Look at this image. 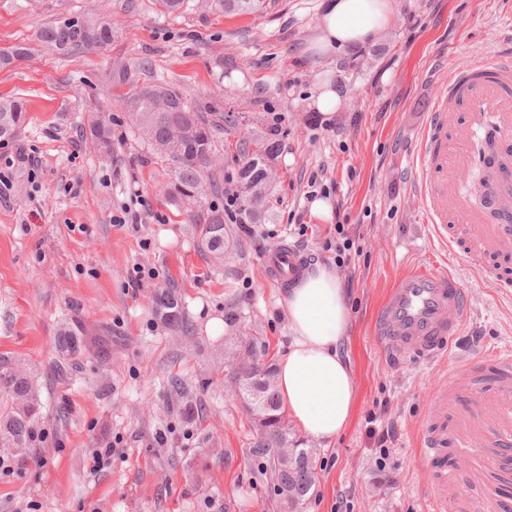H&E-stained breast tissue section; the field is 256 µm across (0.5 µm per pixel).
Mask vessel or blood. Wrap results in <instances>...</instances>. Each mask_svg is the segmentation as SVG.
Listing matches in <instances>:
<instances>
[{"label": "vessel or blood", "mask_w": 512, "mask_h": 512, "mask_svg": "<svg viewBox=\"0 0 512 512\" xmlns=\"http://www.w3.org/2000/svg\"><path fill=\"white\" fill-rule=\"evenodd\" d=\"M464 112L455 121L454 111ZM493 133L504 150L512 149V56L487 63L466 57L449 72L444 93L436 96L417 150L416 187L425 219L433 235L448 247L469 245L468 261L483 265L498 261L487 278L497 288L512 290V163H505L498 186L501 221L484 227L461 185L469 170L481 160L480 137ZM270 281L283 285L303 270L305 257L292 244H281L263 259ZM468 313V300L455 273L424 266L410 268L391 291L377 335L389 358L411 355L430 360L460 334ZM481 387L489 401L498 404L487 417L482 403L465 407L467 418L486 424L502 459H512V348L487 351L480 365H457L447 384L439 387L431 408L446 411L459 404L472 387ZM477 443L471 438L439 433L429 436L422 452L431 460L454 450L456 465L448 480L460 486L469 478L468 461Z\"/></svg>", "instance_id": "1"}]
</instances>
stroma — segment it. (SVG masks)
Masks as SVG:
<instances>
[{"instance_id":"obj_1","label":"stroma","mask_w":512,"mask_h":512,"mask_svg":"<svg viewBox=\"0 0 512 512\" xmlns=\"http://www.w3.org/2000/svg\"><path fill=\"white\" fill-rule=\"evenodd\" d=\"M321 9L265 0L256 13L219 14L187 0L167 15L155 0H0V49L30 48L0 69V96L22 100L28 117L0 144V354L27 364L41 400L40 439L20 467L0 469V512H279L250 452L258 424L226 376L246 348L272 368L288 349L287 290L263 264L286 242L336 272L349 312L339 350L355 381L335 442L288 427L289 447L315 451L298 512H433L419 456L448 423L429 411L433 392L460 361L512 345V295L480 284L423 223L412 148L463 54L492 62L512 47V0H395L394 24L366 51L313 59L303 50ZM74 16L111 18L112 43L64 56L37 40L42 24ZM327 73L341 96L328 119L311 107ZM153 82L237 116L220 146L224 179L238 177L240 136L279 144L268 218L238 228L223 264L202 255L164 192L169 172L128 134L121 97ZM92 111L112 119L110 156L80 137ZM20 149L36 165L16 162ZM313 180L327 213L309 197ZM433 263L460 275L469 317L449 352L390 360L377 315L409 267ZM161 292L190 334L167 323ZM214 318L217 336L206 329ZM64 331L83 345L78 360L60 349ZM174 375L187 401L170 393ZM488 454L479 450L473 484L449 489L448 512L512 504V475L489 473Z\"/></svg>"}]
</instances>
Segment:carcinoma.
<instances>
[{"label": "carcinoma", "mask_w": 512, "mask_h": 512, "mask_svg": "<svg viewBox=\"0 0 512 512\" xmlns=\"http://www.w3.org/2000/svg\"><path fill=\"white\" fill-rule=\"evenodd\" d=\"M200 8L220 13H253L261 9L263 0H197ZM115 30L109 19L69 17L40 27L36 37L54 47L60 54L104 47L112 43ZM28 48L18 44L0 50V68L25 58ZM129 128L167 165L171 181L167 194L176 206L185 211L198 234V247L203 255L221 263L224 247L230 243L231 229L224 222V210L212 198L222 194L219 134L224 126H236L232 114L211 116L189 101L176 88L166 83H153L128 94L123 99ZM22 101L0 98V142L16 136L26 123ZM82 134L94 149H112L111 121L96 116L82 128ZM278 144L270 139L254 140L243 136L239 143V187L242 197L241 223L265 222L263 202L273 185L272 162ZM253 367L243 378L230 375L231 384L245 381L241 393L248 397L252 415L267 418L253 442L252 454L263 460V470L273 480L276 494L283 488L294 490L299 501L313 485V465L308 449L298 448V461L288 467L276 464V451L287 439L282 428L281 404L270 368L260 363V356L251 350ZM40 402L27 370L9 358L0 356V438L4 445L26 453L30 448Z\"/></svg>", "instance_id": "cac0c4a2"}]
</instances>
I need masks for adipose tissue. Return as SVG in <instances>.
Segmentation results:
<instances>
[{"label": "adipose tissue", "instance_id": "1", "mask_svg": "<svg viewBox=\"0 0 512 512\" xmlns=\"http://www.w3.org/2000/svg\"><path fill=\"white\" fill-rule=\"evenodd\" d=\"M393 0H325L309 40L314 55H350L372 45L394 18ZM292 342L277 364L281 402L296 426L326 443L343 432L354 378L339 344L348 326L345 296L325 267L302 276L286 296Z\"/></svg>", "mask_w": 512, "mask_h": 512}]
</instances>
